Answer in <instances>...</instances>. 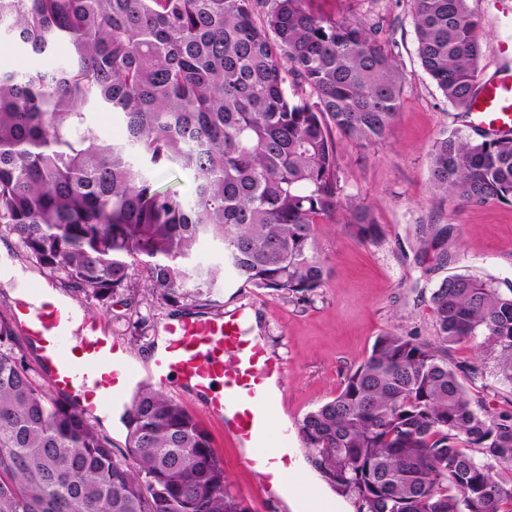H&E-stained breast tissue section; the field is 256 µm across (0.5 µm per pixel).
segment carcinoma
<instances>
[{"label": "carcinoma", "instance_id": "carcinoma-1", "mask_svg": "<svg viewBox=\"0 0 512 512\" xmlns=\"http://www.w3.org/2000/svg\"><path fill=\"white\" fill-rule=\"evenodd\" d=\"M421 66L468 111L482 56L467 0H410ZM54 70L0 71V225L61 288L108 307L140 277L175 308L220 305L223 280L308 302L328 279L317 228L344 215L333 134L385 141L405 77L379 26L328 21L305 0H0V36ZM301 92L288 93V78ZM111 112L107 140L91 112ZM432 189L465 206L512 204V129L452 132L429 153ZM180 171L182 192L156 180ZM218 251L223 263L200 257ZM433 341L386 332L299 433L356 512H512V410L489 411L448 350L478 336L512 384V286L446 277ZM125 452L40 384L0 314V512H251L228 489L201 421L139 386Z\"/></svg>", "mask_w": 512, "mask_h": 512}]
</instances>
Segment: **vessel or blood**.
Here are the masks:
<instances>
[{"mask_svg":"<svg viewBox=\"0 0 512 512\" xmlns=\"http://www.w3.org/2000/svg\"><path fill=\"white\" fill-rule=\"evenodd\" d=\"M499 74L484 82L469 108L486 129L512 128V43L503 44ZM10 317L26 336L50 387L84 416L121 408L138 377L118 342L92 319L75 321L72 307L48 297L39 304L16 301ZM245 310L192 314L164 324L168 336L147 378L158 387L186 389L202 400L208 416L244 448L243 464L262 476V492L284 487L292 458L288 429L277 425L271 380H283L285 364L263 342L247 336Z\"/></svg>","mask_w":512,"mask_h":512,"instance_id":"b4317fda","label":"vessel or blood"}]
</instances>
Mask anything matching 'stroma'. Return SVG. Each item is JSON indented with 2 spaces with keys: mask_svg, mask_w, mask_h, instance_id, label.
Returning <instances> with one entry per match:
<instances>
[{
  "mask_svg": "<svg viewBox=\"0 0 512 512\" xmlns=\"http://www.w3.org/2000/svg\"><path fill=\"white\" fill-rule=\"evenodd\" d=\"M468 4L481 26L480 76L486 79L503 64L500 42L512 40V0ZM308 6L328 19L378 24L403 70L405 90L385 142L370 148L346 141L337 144L344 194L374 209L385 230L382 240L363 244L345 234L340 224L320 225L319 243L331 273L325 287L307 303L234 285L224 291L225 310L242 306L255 311L264 343L286 363L282 416L293 431L288 446L302 458L307 451L297 432L300 420L336 396L377 336L392 331L432 340L430 294L445 277L468 274L512 284V205L462 206L430 187L432 144L454 131L471 135L475 127L423 70L410 0H308ZM446 225L452 228L451 236L438 237V229ZM445 252L452 253V262H441ZM63 298L83 317L102 322L127 353L135 355L150 353L160 325L176 314L175 308L141 286L127 304L109 309L79 293L67 292ZM448 356L477 368V376L464 378L463 383L490 409L503 407L505 398L512 396V385L504 383L499 372L500 357L485 337L452 348ZM204 424L224 460L230 492L243 498L253 512H288L283 502L264 498L259 474L242 465V451L226 438L223 423L205 418Z\"/></svg>",
  "mask_w": 512,
  "mask_h": 512,
  "instance_id": "obj_1",
  "label": "stroma"
}]
</instances>
